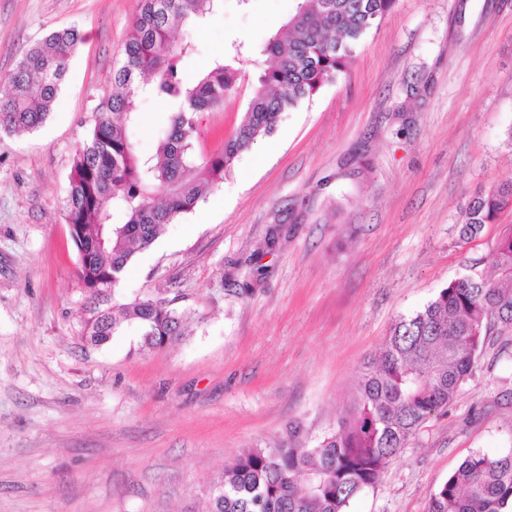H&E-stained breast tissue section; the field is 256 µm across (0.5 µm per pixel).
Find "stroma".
Masks as SVG:
<instances>
[{
    "label": "stroma",
    "mask_w": 512,
    "mask_h": 512,
    "mask_svg": "<svg viewBox=\"0 0 512 512\" xmlns=\"http://www.w3.org/2000/svg\"><path fill=\"white\" fill-rule=\"evenodd\" d=\"M141 4L0 0V79L50 32L81 37L45 123L0 139V512H204L245 449L335 430L395 320L512 224L508 208L458 239L474 194L512 178V0H397L346 75L282 113L133 258L115 301L172 298L191 316L184 339L148 350L129 329L87 343L67 187ZM296 5L223 0L177 33L195 46L190 81L239 52V85L205 114L197 151L233 132L259 50ZM138 106L147 154L171 109ZM511 451L512 331L497 330L447 410L348 512H427L468 455Z\"/></svg>",
    "instance_id": "stroma-1"
}]
</instances>
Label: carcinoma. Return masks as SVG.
I'll return each instance as SVG.
<instances>
[{
  "label": "carcinoma",
  "mask_w": 512,
  "mask_h": 512,
  "mask_svg": "<svg viewBox=\"0 0 512 512\" xmlns=\"http://www.w3.org/2000/svg\"><path fill=\"white\" fill-rule=\"evenodd\" d=\"M396 0H298L295 13L260 50L259 86L233 135L212 153L196 152L199 116L218 112L240 79L234 58L215 60L187 80L190 41L172 35L201 24L222 0H143L112 71V92L99 105L88 138L76 151L66 220L80 256V280L90 295L84 338L101 345L133 329L143 346L160 350L185 336V313L158 294L125 304L111 301L135 254L160 228L191 212L220 184L241 154L272 134L283 112L312 98L349 68L355 48ZM80 39L53 31L0 81V138L40 127L51 112ZM169 102L174 112L157 149L142 154L133 140L138 99ZM512 179L469 202L459 240L472 241L504 209ZM123 219L112 222L113 212ZM497 273L491 280L481 266ZM466 258L463 271L423 308L399 317L359 380L358 398L336 430L312 446L249 448L224 469L209 494L208 512H347L373 487L386 464L447 409L475 372L493 328L512 330V226L488 260ZM428 512H512V452L473 453L439 485Z\"/></svg>",
  "instance_id": "carcinoma-1"
}]
</instances>
